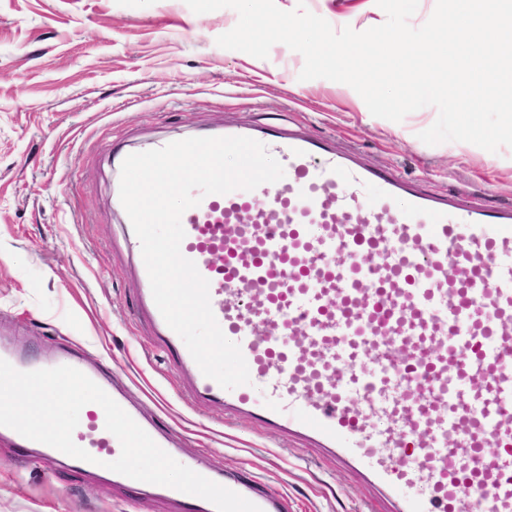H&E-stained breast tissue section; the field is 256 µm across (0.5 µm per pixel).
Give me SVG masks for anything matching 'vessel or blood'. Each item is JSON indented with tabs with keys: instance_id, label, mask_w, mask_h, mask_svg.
Wrapping results in <instances>:
<instances>
[{
	"instance_id": "1",
	"label": "vessel or blood",
	"mask_w": 512,
	"mask_h": 512,
	"mask_svg": "<svg viewBox=\"0 0 512 512\" xmlns=\"http://www.w3.org/2000/svg\"><path fill=\"white\" fill-rule=\"evenodd\" d=\"M266 145L285 170L264 189L208 195L186 210L182 254L209 282L212 310L251 382L205 377L165 322L146 268L139 312L176 355L196 403L248 418L359 473L389 512H512V205L470 204L301 133L217 129ZM20 371L68 365L0 347ZM73 433L92 459L119 440L96 404ZM210 480L262 512L283 496L221 471ZM157 495L216 512L209 501Z\"/></svg>"
}]
</instances>
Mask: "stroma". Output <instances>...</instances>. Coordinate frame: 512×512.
I'll return each mask as SVG.
<instances>
[{
  "label": "stroma",
  "instance_id": "obj_1",
  "mask_svg": "<svg viewBox=\"0 0 512 512\" xmlns=\"http://www.w3.org/2000/svg\"><path fill=\"white\" fill-rule=\"evenodd\" d=\"M305 3L329 23L381 25L375 0ZM238 14H197L185 0H0V342L55 354L66 345L130 385L187 454L253 476L288 512H381L363 480L331 458L244 418L192 405L169 352L138 318L140 285L113 186L117 146L186 139L227 124L292 128L357 150L372 166L476 204L512 199V148L423 143L427 106L395 123L366 117L349 85L299 80L303 56L217 45ZM0 512H182L91 472L51 470L0 437Z\"/></svg>",
  "mask_w": 512,
  "mask_h": 512
}]
</instances>
